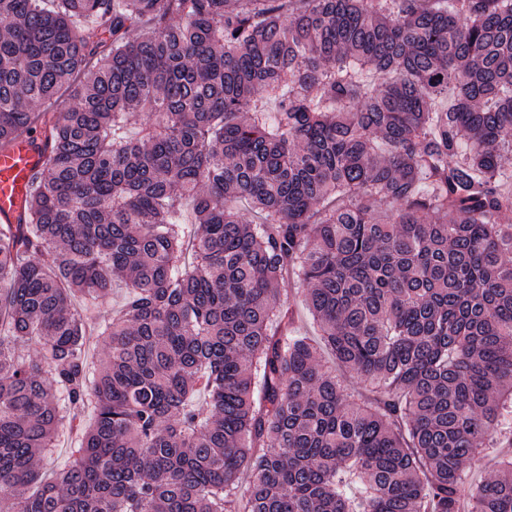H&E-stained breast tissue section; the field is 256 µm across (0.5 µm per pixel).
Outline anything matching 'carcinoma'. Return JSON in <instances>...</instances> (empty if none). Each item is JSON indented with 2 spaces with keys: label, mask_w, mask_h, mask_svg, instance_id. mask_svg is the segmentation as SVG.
<instances>
[{
  "label": "carcinoma",
  "mask_w": 512,
  "mask_h": 512,
  "mask_svg": "<svg viewBox=\"0 0 512 512\" xmlns=\"http://www.w3.org/2000/svg\"><path fill=\"white\" fill-rule=\"evenodd\" d=\"M41 2L0 0V151L49 148L0 225V512H512V458L464 491L512 443V0ZM298 288H302L300 284H290L283 285L281 288L282 298L290 301L291 304L296 305V309L299 316V328L303 335L308 336L309 338L318 341L317 329L312 323L311 317L308 315L306 310L303 308L301 302H297L295 300V294Z\"/></svg>",
  "instance_id": "obj_1"
}]
</instances>
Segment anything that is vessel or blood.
Here are the masks:
<instances>
[{
  "label": "vessel or blood",
  "instance_id": "b4317fda",
  "mask_svg": "<svg viewBox=\"0 0 512 512\" xmlns=\"http://www.w3.org/2000/svg\"><path fill=\"white\" fill-rule=\"evenodd\" d=\"M46 155L39 139L25 133L16 138L9 150L0 153V222L16 223L19 201Z\"/></svg>",
  "mask_w": 512,
  "mask_h": 512
}]
</instances>
